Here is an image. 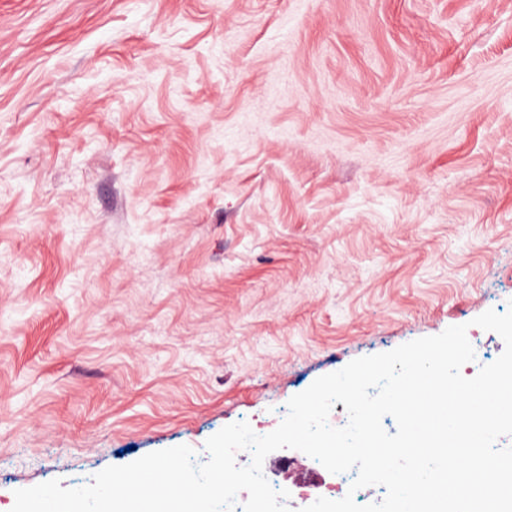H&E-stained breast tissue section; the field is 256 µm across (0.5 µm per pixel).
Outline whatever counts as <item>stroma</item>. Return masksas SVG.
Here are the masks:
<instances>
[{
  "label": "stroma",
  "mask_w": 512,
  "mask_h": 512,
  "mask_svg": "<svg viewBox=\"0 0 512 512\" xmlns=\"http://www.w3.org/2000/svg\"><path fill=\"white\" fill-rule=\"evenodd\" d=\"M512 307V0H0V512Z\"/></svg>",
  "instance_id": "35a3bbf8"
}]
</instances>
